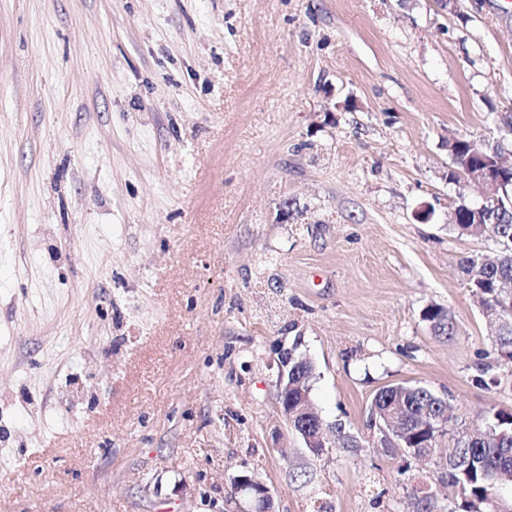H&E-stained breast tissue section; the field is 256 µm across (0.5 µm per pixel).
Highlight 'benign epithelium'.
I'll list each match as a JSON object with an SVG mask.
<instances>
[{
  "instance_id": "7a95c632",
  "label": "benign epithelium",
  "mask_w": 512,
  "mask_h": 512,
  "mask_svg": "<svg viewBox=\"0 0 512 512\" xmlns=\"http://www.w3.org/2000/svg\"><path fill=\"white\" fill-rule=\"evenodd\" d=\"M468 180L482 189L486 199L497 198L498 190L503 188L501 177L494 176L488 168L469 169ZM483 316L495 327L497 334H512V316L495 305L488 303L480 295H475ZM288 356L278 360L275 402L280 414L286 419L291 429L303 440L305 447L314 455H320L327 448L326 427L316 412L310 398V387L299 376L289 377ZM398 409L388 407L380 413L384 423L379 425L381 433L379 446L382 448H399L407 431L396 425ZM235 512H277L274 496L269 488L259 479L242 475L235 483Z\"/></svg>"
}]
</instances>
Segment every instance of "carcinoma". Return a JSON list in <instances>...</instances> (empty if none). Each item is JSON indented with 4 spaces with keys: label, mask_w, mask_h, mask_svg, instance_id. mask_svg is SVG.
I'll use <instances>...</instances> for the list:
<instances>
[{
    "label": "carcinoma",
    "mask_w": 512,
    "mask_h": 512,
    "mask_svg": "<svg viewBox=\"0 0 512 512\" xmlns=\"http://www.w3.org/2000/svg\"><path fill=\"white\" fill-rule=\"evenodd\" d=\"M459 143L463 149L451 157L452 169L449 180L460 179L458 172L478 161L479 155L487 157L492 150L462 137ZM459 223L454 229L460 234L487 235L500 246L498 256L487 262L479 255L466 256L461 268L471 289L484 292L491 301L498 303L506 312L512 313V299L506 298L503 286L512 283V210L508 204L501 207H487L483 211V223L467 224L470 205H457ZM496 350L501 364L512 367V335L496 338ZM391 403L401 406L408 417L422 409L431 411L441 407L439 396L429 388L418 384H396L380 389L374 396L373 407L383 410ZM465 443L453 438V446L446 455L448 488L460 495L459 508L462 512H486L487 494L497 492L508 496L509 488L491 486V479L497 471H512V413L492 408L484 418L482 427L464 435ZM409 444L421 448L431 445L430 452L439 449V439L433 438L428 429H413Z\"/></svg>",
    "instance_id": "cac0c4a2"
}]
</instances>
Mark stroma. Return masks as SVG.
I'll return each mask as SVG.
<instances>
[{
	"label": "stroma",
	"instance_id": "obj_1",
	"mask_svg": "<svg viewBox=\"0 0 512 512\" xmlns=\"http://www.w3.org/2000/svg\"><path fill=\"white\" fill-rule=\"evenodd\" d=\"M454 137L512 162V0H0V512H232L245 474L279 512H452L369 408L512 412ZM289 348L347 445L278 412ZM457 143L462 144L464 148L455 152L453 157L450 156L448 151L452 163V169L448 173V179L450 181H458L460 176L457 171H461L465 168L467 169L472 162H478L480 153H483L486 157H491L492 151H494V157L498 155L497 150L479 145L466 137H460ZM469 152H472L473 157L469 156ZM391 403L400 405L408 418L422 409L434 411L441 407L439 396L422 385L396 384L380 389L375 394L372 404L373 408L378 409L381 418L384 419V425L375 419V424H378L381 433L379 439L381 448H401V440L405 438L408 432L396 425L398 415L396 407L390 406L385 411H381ZM373 408L371 407V414Z\"/></svg>",
	"mask_w": 512,
	"mask_h": 512
}]
</instances>
